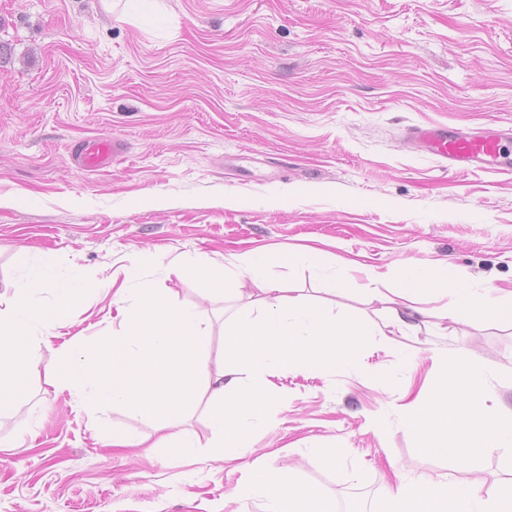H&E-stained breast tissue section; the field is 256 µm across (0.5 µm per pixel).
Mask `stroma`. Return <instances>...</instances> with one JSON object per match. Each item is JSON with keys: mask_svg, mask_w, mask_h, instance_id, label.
I'll return each mask as SVG.
<instances>
[{"mask_svg": "<svg viewBox=\"0 0 512 512\" xmlns=\"http://www.w3.org/2000/svg\"><path fill=\"white\" fill-rule=\"evenodd\" d=\"M437 122L512 126V0H0V309L19 253L118 286L135 258L144 284L198 312L215 373L226 329L277 282L369 337L353 366L268 375L276 401L252 446L277 477L329 512L353 489L371 493L360 512H379L388 489L425 477L503 495L512 448L462 467L411 421L445 426L429 404L460 358L485 373L481 406L511 413L512 323L450 316L440 291L411 330L388 325L411 262L512 298V173H460L404 143ZM91 138L123 143L108 170L72 165ZM305 247L333 266L279 255ZM254 250L268 265L223 297L175 273ZM66 312L74 323L36 337L39 365L120 331L112 294ZM210 411L199 391L180 422L198 446L173 457L150 417L88 412L34 377L0 412V512H264L243 492L244 460L214 448ZM116 432L141 443L112 447Z\"/></svg>", "mask_w": 512, "mask_h": 512, "instance_id": "stroma-1", "label": "stroma"}]
</instances>
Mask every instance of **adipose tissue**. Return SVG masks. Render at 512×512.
<instances>
[{"label":"adipose tissue","mask_w":512,"mask_h":512,"mask_svg":"<svg viewBox=\"0 0 512 512\" xmlns=\"http://www.w3.org/2000/svg\"><path fill=\"white\" fill-rule=\"evenodd\" d=\"M396 277L402 283L403 293L412 298L428 295L437 287L452 286L455 313L465 320L494 316L512 322V304L505 306L478 293L459 281L450 267L415 265L402 268ZM46 288L53 289L66 303L97 290L98 285L79 271L60 269L48 258L30 267L17 286L10 308L0 310V410L17 400L24 385L39 373L38 366L29 358L35 336L45 335L62 320L57 307L33 309V295ZM454 369L455 379L446 392V401L463 403L464 408L443 430L414 419L413 426L421 433L425 448L463 460L473 453L511 448L512 419L494 418L478 402L483 381L481 369L465 359L458 360ZM275 486L276 480L265 463L257 460L250 464L245 492L264 499L265 512H313L308 490L296 489L283 498L275 493ZM440 506L445 512H512V496L493 502L482 498L473 485L452 480L437 485L425 479L415 489L400 485L390 490L381 512H436Z\"/></svg>","instance_id":"1"}]
</instances>
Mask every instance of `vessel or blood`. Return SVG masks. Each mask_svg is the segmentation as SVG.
I'll return each mask as SVG.
<instances>
[{
	"instance_id": "1",
	"label": "vessel or blood",
	"mask_w": 512,
	"mask_h": 512,
	"mask_svg": "<svg viewBox=\"0 0 512 512\" xmlns=\"http://www.w3.org/2000/svg\"><path fill=\"white\" fill-rule=\"evenodd\" d=\"M512 132L505 128L482 127L466 132L448 124L411 125L404 132L407 142L422 153L447 161L450 167L464 171L487 169L512 171L502 142ZM123 146L112 139H89L80 143L74 154L77 164L86 170L111 165Z\"/></svg>"
}]
</instances>
